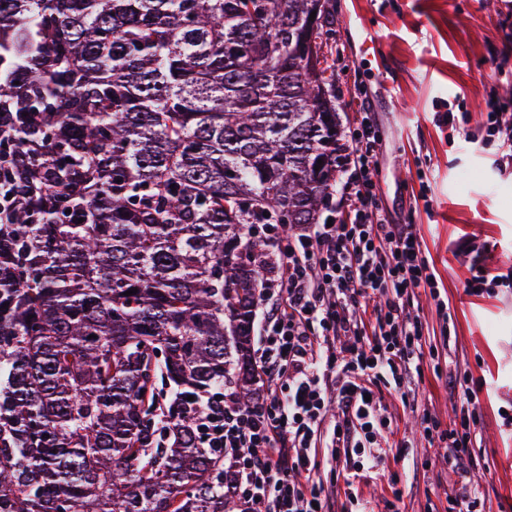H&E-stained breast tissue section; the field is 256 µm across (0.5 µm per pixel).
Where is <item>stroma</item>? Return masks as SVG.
Here are the masks:
<instances>
[{"mask_svg": "<svg viewBox=\"0 0 512 512\" xmlns=\"http://www.w3.org/2000/svg\"><path fill=\"white\" fill-rule=\"evenodd\" d=\"M336 30L324 52L334 74L347 147L371 102L378 133L380 207L416 225L454 327L451 358L479 389L471 479L483 512H512V290L471 294L475 268L512 274V147L493 136L490 112L512 115V0H326ZM445 371L426 369L412 406L387 394L392 446L355 481L374 512H444L454 476L447 451L429 443L419 416L450 426L460 409ZM402 451H395V444Z\"/></svg>", "mask_w": 512, "mask_h": 512, "instance_id": "1", "label": "stroma"}]
</instances>
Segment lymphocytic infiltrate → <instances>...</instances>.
I'll return each instance as SVG.
<instances>
[{
	"mask_svg": "<svg viewBox=\"0 0 512 512\" xmlns=\"http://www.w3.org/2000/svg\"><path fill=\"white\" fill-rule=\"evenodd\" d=\"M376 142L373 123L363 119L348 158L345 219L291 230L262 227L273 242L277 277L260 296L270 310L252 359L262 380L258 401L244 407L227 395L195 402L206 447L224 454V490L238 512H329L317 476L321 438L352 449L342 470L345 485H353L382 458L384 392L409 401L425 357L439 355L426 345L425 317L407 311L419 289L437 290L438 279L415 225L389 223L378 204ZM448 391L461 396L453 425L442 427L426 412L422 434L448 450L456 476L448 512H480L470 483L477 392L455 373ZM333 405L341 417L327 432L323 424Z\"/></svg>",
	"mask_w": 512,
	"mask_h": 512,
	"instance_id": "f902f5d3",
	"label": "lymphocytic infiltrate"
}]
</instances>
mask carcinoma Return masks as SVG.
Returning a JSON list of instances; mask_svg holds the SVG:
<instances>
[{
	"label": "carcinoma",
	"instance_id": "obj_1",
	"mask_svg": "<svg viewBox=\"0 0 512 512\" xmlns=\"http://www.w3.org/2000/svg\"><path fill=\"white\" fill-rule=\"evenodd\" d=\"M319 2L0 0V512H224L187 397L344 168Z\"/></svg>",
	"mask_w": 512,
	"mask_h": 512
}]
</instances>
